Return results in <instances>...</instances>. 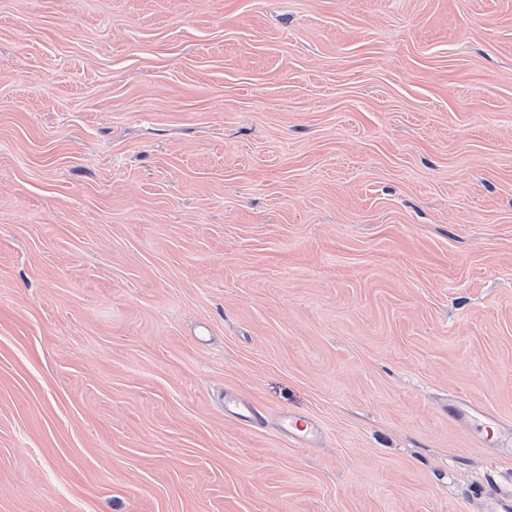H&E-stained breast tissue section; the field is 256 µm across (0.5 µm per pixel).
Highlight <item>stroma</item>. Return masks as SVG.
<instances>
[{
    "label": "stroma",
    "mask_w": 512,
    "mask_h": 512,
    "mask_svg": "<svg viewBox=\"0 0 512 512\" xmlns=\"http://www.w3.org/2000/svg\"><path fill=\"white\" fill-rule=\"evenodd\" d=\"M488 414L512 0H0V512H512ZM224 412L230 417L249 424L257 422V410L252 403L245 402L236 396H229L224 403Z\"/></svg>",
    "instance_id": "obj_1"
}]
</instances>
